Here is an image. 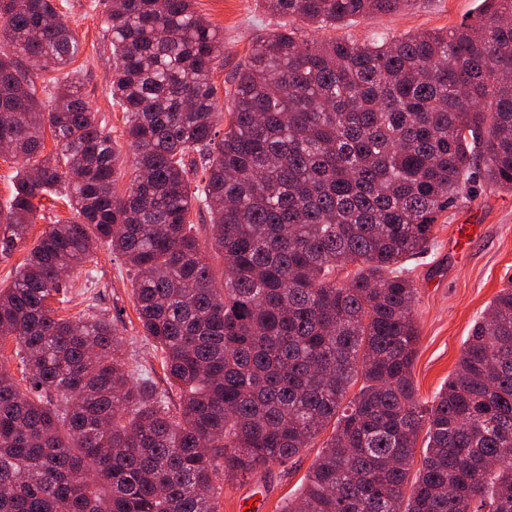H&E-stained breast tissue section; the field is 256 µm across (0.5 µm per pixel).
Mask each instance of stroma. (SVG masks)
Instances as JSON below:
<instances>
[{
    "mask_svg": "<svg viewBox=\"0 0 512 512\" xmlns=\"http://www.w3.org/2000/svg\"><path fill=\"white\" fill-rule=\"evenodd\" d=\"M56 2L78 40L72 68L82 82V93L97 123L111 132L115 141L122 170L116 190L124 192L132 177V154L122 134L123 113L110 95L114 57L112 35L104 18L111 0ZM477 5L478 0H413L399 13L374 14L336 28L304 25L299 35L308 41L366 43L383 34L450 29L471 21ZM194 8L224 39L223 53L212 71L219 110L224 113L231 105L233 75L254 39L278 30L281 21L267 11L263 0H195ZM71 216L60 203L37 212L21 246L10 256H0V289L12 283L42 232L54 221ZM461 224L479 225L480 231L467 249L449 254L448 242ZM430 239L428 253L407 264L417 288L414 319L419 332L412 377L419 398L425 401L432 400L447 382L473 324L500 289L512 281V191L476 185L470 197L439 216ZM68 298L59 316H98L112 321L123 338L130 369L149 377L171 408L179 407L177 391L166 383L161 353L143 334L132 294V274L121 258L108 248H97ZM322 445V440H315L286 465H273L226 484L219 512H282L288 500L301 493L304 477Z\"/></svg>",
    "mask_w": 512,
    "mask_h": 512,
    "instance_id": "1",
    "label": "stroma"
}]
</instances>
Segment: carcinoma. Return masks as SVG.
<instances>
[{
	"label": "carcinoma",
	"mask_w": 512,
	"mask_h": 512,
	"mask_svg": "<svg viewBox=\"0 0 512 512\" xmlns=\"http://www.w3.org/2000/svg\"><path fill=\"white\" fill-rule=\"evenodd\" d=\"M410 2L265 6L326 28ZM477 19L362 44L259 35L219 138L223 38L193 0H112L110 93L134 173L120 195L114 140L68 70L77 42L55 0H0V149L22 161L0 255L43 200L74 213L0 289V344L15 339L27 383L0 362V512H218L226 480L288 462L330 425L283 512H512V282L428 404L403 265L474 176L512 191V0H481ZM25 58L54 73L48 110ZM194 209L209 215L207 250ZM102 244L134 273L177 411L127 369L114 323L57 315Z\"/></svg>",
	"instance_id": "1"
}]
</instances>
